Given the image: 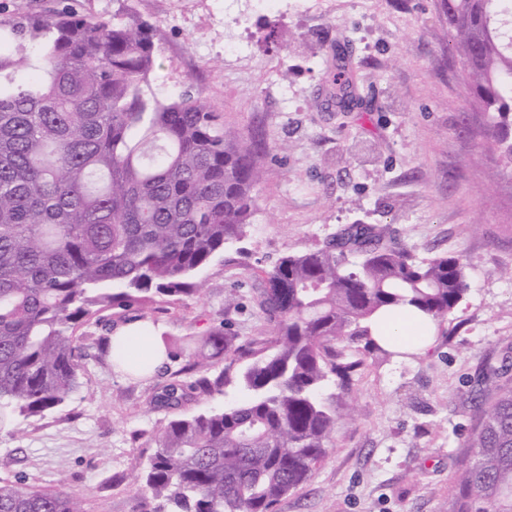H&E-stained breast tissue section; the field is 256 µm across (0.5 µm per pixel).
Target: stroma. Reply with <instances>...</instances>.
I'll return each instance as SVG.
<instances>
[{"instance_id": "1", "label": "stroma", "mask_w": 512, "mask_h": 512, "mask_svg": "<svg viewBox=\"0 0 512 512\" xmlns=\"http://www.w3.org/2000/svg\"><path fill=\"white\" fill-rule=\"evenodd\" d=\"M71 4L124 8L156 28L159 97L193 86L224 125L252 136L261 166L250 233L201 274V295L153 314L155 333L231 324L263 338L252 307L262 270L348 224H383L419 257L464 255L468 291L444 334L416 355L367 360L325 460L274 512H446L472 399L488 368L512 377V170L484 137L457 74L445 0H0V20ZM356 68L350 108L327 80L336 48ZM241 305L224 308V291ZM91 327L82 386L64 406L0 433V480L65 485L89 512H133L146 435L172 410L153 402L171 372L129 377Z\"/></svg>"}]
</instances>
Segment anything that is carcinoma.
Wrapping results in <instances>:
<instances>
[{"label":"carcinoma","mask_w":512,"mask_h":512,"mask_svg":"<svg viewBox=\"0 0 512 512\" xmlns=\"http://www.w3.org/2000/svg\"><path fill=\"white\" fill-rule=\"evenodd\" d=\"M447 2L459 72L512 169V0ZM155 38L119 8L110 20L63 7L0 23V432L79 389L84 329L201 293L203 269L250 232L261 177L251 139L190 89L157 96ZM328 77L348 107V58ZM467 287L463 256L418 259L386 227L350 224L264 273L253 304L268 338L242 344L223 326L155 337L167 361L186 360L157 405L240 396L149 434L151 500L167 512H274L326 458L334 402L367 359L392 355L377 314L410 306L441 327ZM486 379L447 512H512V381ZM83 503L62 485L0 481V512Z\"/></svg>","instance_id":"carcinoma-1"}]
</instances>
